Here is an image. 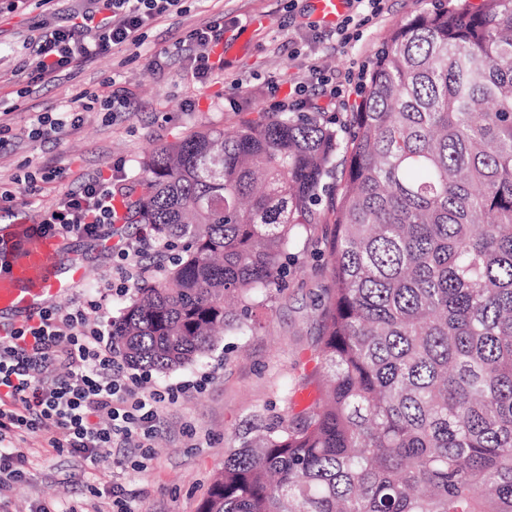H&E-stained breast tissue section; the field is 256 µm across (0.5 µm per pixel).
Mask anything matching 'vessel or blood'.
Instances as JSON below:
<instances>
[{
	"instance_id": "1",
	"label": "vessel or blood",
	"mask_w": 512,
	"mask_h": 512,
	"mask_svg": "<svg viewBox=\"0 0 512 512\" xmlns=\"http://www.w3.org/2000/svg\"><path fill=\"white\" fill-rule=\"evenodd\" d=\"M317 18L332 26L348 0H312ZM61 237H32L26 224L0 228V315L37 314L69 293L84 277L82 264L61 265Z\"/></svg>"
}]
</instances>
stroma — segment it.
I'll return each mask as SVG.
<instances>
[{
    "instance_id": "obj_1",
    "label": "stroma",
    "mask_w": 512,
    "mask_h": 512,
    "mask_svg": "<svg viewBox=\"0 0 512 512\" xmlns=\"http://www.w3.org/2000/svg\"><path fill=\"white\" fill-rule=\"evenodd\" d=\"M436 0H384L381 11L346 43L335 28L314 21L312 0H183L181 13L146 28L141 45L114 50L82 62L52 81L32 83L26 65L34 28L81 12L84 0H26L13 7L0 0V190L14 189L17 176L42 166L63 170V178L39 185L36 205L17 206L10 221L37 223L44 208L67 191L122 165L126 188L144 175L154 149L206 130L239 129L271 115V84L287 96L290 83L310 82V67L334 72L348 93L331 97L328 87L310 89L337 124H345L357 98L361 76L391 31L411 13L433 8ZM224 22L227 65L200 83L188 78L187 47L175 41L186 32ZM121 82L135 109L103 111L100 101ZM82 107L79 126L59 141L29 137L32 118L57 112L70 101ZM330 224L299 227L290 246L285 288L270 290L256 311V328L228 335L197 364L168 374L149 373L147 388L169 391L158 408L159 431L149 457L137 448H106L98 464L86 466L49 447L47 433L28 436L26 481L0 493V512H34L41 503L57 512H112V486L137 493L139 512H199L224 467V457L258 415L294 419L317 394L322 370L316 343L322 329L321 305L334 282L327 242ZM65 248L86 259L85 276L60 299L102 288L112 276V254L98 241L67 236ZM144 467H135V460Z\"/></svg>"
}]
</instances>
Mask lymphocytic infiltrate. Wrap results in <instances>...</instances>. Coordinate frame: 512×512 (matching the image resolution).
Instances as JSON below:
<instances>
[{"label": "lymphocytic infiltrate", "instance_id": "obj_1", "mask_svg": "<svg viewBox=\"0 0 512 512\" xmlns=\"http://www.w3.org/2000/svg\"><path fill=\"white\" fill-rule=\"evenodd\" d=\"M181 0H105L107 16L93 8L64 23L42 27L31 39L29 66L44 82L74 64L139 45L157 20L179 12ZM224 39L223 24L187 36L196 45L190 60L194 79L208 80L216 69L212 50ZM115 191L109 179L95 178L45 209L35 226L42 235L75 234L96 239L113 223ZM152 246L141 238L117 253L118 282L106 291L127 293L141 277L142 259ZM100 303L83 298L52 306L0 337V492L26 477L25 456L16 445L53 426L50 447L93 463L104 448H148L156 436L157 410L165 392L143 391V376L127 373L105 331L91 318Z\"/></svg>", "mask_w": 512, "mask_h": 512}]
</instances>
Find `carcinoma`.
Masks as SVG:
<instances>
[{
  "instance_id": "1",
  "label": "carcinoma",
  "mask_w": 512,
  "mask_h": 512,
  "mask_svg": "<svg viewBox=\"0 0 512 512\" xmlns=\"http://www.w3.org/2000/svg\"><path fill=\"white\" fill-rule=\"evenodd\" d=\"M145 167L128 220L170 265L112 323L133 370L253 330L293 231L335 224L325 382L296 420L239 437L199 512H512V0L408 16L346 139L330 117L280 112Z\"/></svg>"
}]
</instances>
